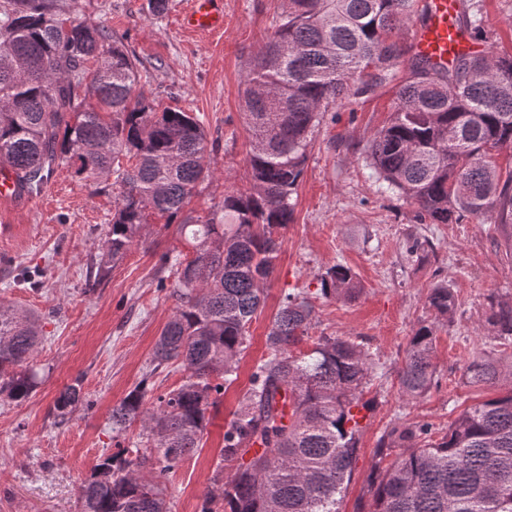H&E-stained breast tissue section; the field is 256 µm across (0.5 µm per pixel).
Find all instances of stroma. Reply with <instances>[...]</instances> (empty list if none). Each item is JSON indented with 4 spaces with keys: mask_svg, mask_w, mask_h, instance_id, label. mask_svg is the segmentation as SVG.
<instances>
[{
    "mask_svg": "<svg viewBox=\"0 0 512 512\" xmlns=\"http://www.w3.org/2000/svg\"><path fill=\"white\" fill-rule=\"evenodd\" d=\"M78 2L83 16L104 24L140 62L141 87L157 109L200 115L212 171L191 202L198 216L247 184L249 131L243 116L242 73L279 21L282 0H222L224 28H183L187 0H169L152 15L148 0ZM394 86L325 115L312 137L294 196V221L281 230L265 302L250 325V347L237 380L210 412L195 453L167 479L171 512H198L200 497L220 464L226 424L249 385L254 363L284 293L316 290V275L336 263L355 273L361 292L352 301H316L312 335L346 336L376 355L379 376L368 395L376 407L361 438L353 476L340 512L367 503L373 453L396 418L439 429L496 392L471 384L467 367L480 356L512 366V342L494 339L486 324L490 301L512 300V247L495 225L464 216L456 224H421L416 208L381 192L366 166L371 135L390 119ZM116 191L111 178L89 187L70 170H57L37 194L0 201V302L36 311L43 339L36 353L41 381L24 402L0 400V512H76L80 482L102 454L116 449L110 417L150 367L155 342L175 302L174 268L159 271L161 255L188 248L176 225L149 218L146 241L122 259L101 248L112 221ZM430 242L427 254L413 253ZM101 268L96 287L88 267ZM39 287H9L20 270ZM448 282L456 309L437 332L436 387L402 401L397 370L418 323L431 319L426 297L436 281ZM80 384L83 402L57 422L60 392Z\"/></svg>",
    "mask_w": 512,
    "mask_h": 512,
    "instance_id": "obj_1",
    "label": "stroma"
}]
</instances>
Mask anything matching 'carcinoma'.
Returning <instances> with one entry per match:
<instances>
[{
	"label": "carcinoma",
	"instance_id": "1",
	"mask_svg": "<svg viewBox=\"0 0 512 512\" xmlns=\"http://www.w3.org/2000/svg\"><path fill=\"white\" fill-rule=\"evenodd\" d=\"M484 0H461L460 23L483 49L448 67L413 52L400 26L427 22L417 0H285L279 24L242 76L250 132L249 188L224 196L200 220L185 212L210 177L202 118L157 111L139 88L136 58L101 24L55 0H0V168L20 189L40 191L67 166L91 185L118 187L103 250L123 258L144 239L147 212L178 225L193 251L178 261L175 310L158 337L152 368L112 408V433L139 420L146 434L105 453L81 481L77 512H169L164 478L193 453L209 410L238 378L249 325L264 300L279 248L294 220L293 195L315 129L329 109L369 98L404 74L389 125L376 131L367 166L385 191L417 205L422 224H456L466 214L512 239V54L495 50L483 27ZM317 298L353 299L352 270L316 275ZM433 320L411 336L398 370L402 396L415 401L436 384L438 326L453 314L454 292L427 295ZM315 303L283 295L266 336L267 353L224 431L220 466L201 512H339L370 411V348L339 336L310 339ZM490 330L512 339V301L491 305ZM39 315L0 304V398L21 401L36 387ZM312 340L307 352L293 348ZM178 361L182 383L145 408L148 378ZM471 379L496 387L512 372L475 358ZM83 401L79 384L54 403L62 422ZM369 512H512V388L477 404L433 436L427 423L394 424L374 450Z\"/></svg>",
	"mask_w": 512,
	"mask_h": 512
}]
</instances>
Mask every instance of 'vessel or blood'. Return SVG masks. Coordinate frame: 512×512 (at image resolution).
<instances>
[{
    "label": "vessel or blood",
    "instance_id": "b4317fda",
    "mask_svg": "<svg viewBox=\"0 0 512 512\" xmlns=\"http://www.w3.org/2000/svg\"><path fill=\"white\" fill-rule=\"evenodd\" d=\"M215 0H190V7L183 16L186 28L198 31H215L220 16L214 7ZM428 21L418 27L414 43L418 52L447 63L457 52L470 46V36L458 23L460 0H426Z\"/></svg>",
    "mask_w": 512,
    "mask_h": 512
}]
</instances>
